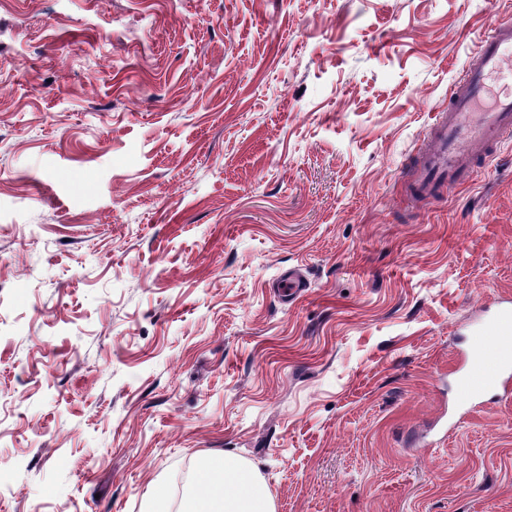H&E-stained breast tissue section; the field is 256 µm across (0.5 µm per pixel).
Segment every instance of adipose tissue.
Listing matches in <instances>:
<instances>
[{"mask_svg": "<svg viewBox=\"0 0 512 512\" xmlns=\"http://www.w3.org/2000/svg\"><path fill=\"white\" fill-rule=\"evenodd\" d=\"M180 512H274L264 485L237 459L222 453L203 464Z\"/></svg>", "mask_w": 512, "mask_h": 512, "instance_id": "1", "label": "adipose tissue"}]
</instances>
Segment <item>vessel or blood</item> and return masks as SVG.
<instances>
[{"instance_id":"obj_1","label":"vessel or blood","mask_w":512,"mask_h":512,"mask_svg":"<svg viewBox=\"0 0 512 512\" xmlns=\"http://www.w3.org/2000/svg\"><path fill=\"white\" fill-rule=\"evenodd\" d=\"M491 79L501 82V93L485 110L481 104ZM511 133L512 22H502L480 38L463 75L451 86L447 109L437 112L410 177L414 192L427 196L435 188L465 181L473 156ZM475 333L456 382L459 400L512 396V301H501Z\"/></svg>"}]
</instances>
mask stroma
Segmentation results:
<instances>
[{"mask_svg": "<svg viewBox=\"0 0 512 512\" xmlns=\"http://www.w3.org/2000/svg\"><path fill=\"white\" fill-rule=\"evenodd\" d=\"M512 0H0V512H512V398L450 370L512 298V136L403 170ZM295 275L302 290L280 297ZM180 512H274L264 485L237 459L215 453L203 464Z\"/></svg>", "mask_w": 512, "mask_h": 512, "instance_id": "stroma-1", "label": "stroma"}]
</instances>
